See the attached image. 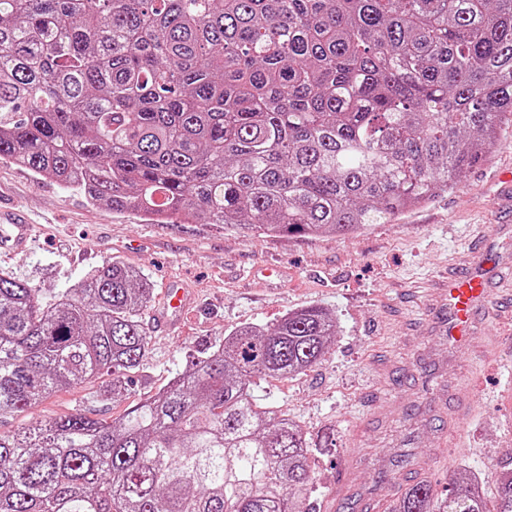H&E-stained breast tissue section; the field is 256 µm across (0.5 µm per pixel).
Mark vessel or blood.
<instances>
[{
  "label": "vessel or blood",
  "mask_w": 512,
  "mask_h": 512,
  "mask_svg": "<svg viewBox=\"0 0 512 512\" xmlns=\"http://www.w3.org/2000/svg\"><path fill=\"white\" fill-rule=\"evenodd\" d=\"M35 224L15 206L0 199V249L26 248ZM489 252H481L477 260L453 265L447 276L438 284L436 299L443 318L439 328L448 341L449 348L467 344L479 322L489 315L501 321L512 320V305L497 299V291L488 277ZM187 300L186 290L179 282H170L165 293L160 324H173Z\"/></svg>",
  "instance_id": "vessel-or-blood-1"
}]
</instances>
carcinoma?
Segmentation results:
<instances>
[{
    "mask_svg": "<svg viewBox=\"0 0 512 512\" xmlns=\"http://www.w3.org/2000/svg\"><path fill=\"white\" fill-rule=\"evenodd\" d=\"M512 125V0H0V162L157 224L362 232L457 188ZM145 276L104 262L49 306L0 270V420L112 376L149 339ZM313 305L233 329L115 421L0 434V512H317L315 442L253 399L320 361ZM391 512H512V453Z\"/></svg>",
    "mask_w": 512,
    "mask_h": 512,
    "instance_id": "carcinoma-1",
    "label": "carcinoma"
}]
</instances>
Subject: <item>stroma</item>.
Returning a JSON list of instances; mask_svg holds the SVG:
<instances>
[{
    "label": "stroma",
    "instance_id": "obj_1",
    "mask_svg": "<svg viewBox=\"0 0 512 512\" xmlns=\"http://www.w3.org/2000/svg\"><path fill=\"white\" fill-rule=\"evenodd\" d=\"M512 168V131L465 183L414 207L393 223L345 236L270 237L220 224H150L89 205L77 191L0 164V190L40 226L27 250L0 252V269L40 290L50 304L111 260L142 271L153 297L142 313L150 338L145 364L128 392L103 401L109 375L49 394L38 405L0 420L10 434L49 418L83 413L118 419L166 387L188 357L218 345L245 324L271 325L318 304L335 314L333 349L307 372L258 383L254 395L288 414L312 436L332 432L336 445L315 449L312 496L327 504L343 471L359 486L384 480L386 493L428 480L450 488L461 467L494 499L491 471L512 452V323L489 322L468 346L449 349L434 326L433 282L452 264L474 257L475 225L487 227L491 249L512 266V205L502 204L493 174ZM269 262L285 267L281 286L249 281ZM192 290L177 326L155 312L168 281ZM468 388L464 422L444 438L443 412L456 381Z\"/></svg>",
    "mask_w": 512,
    "mask_h": 512
}]
</instances>
